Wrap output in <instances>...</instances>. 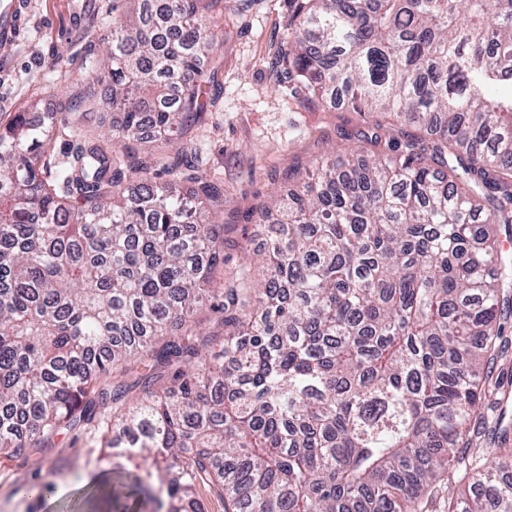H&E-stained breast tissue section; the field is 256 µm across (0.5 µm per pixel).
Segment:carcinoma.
Instances as JSON below:
<instances>
[{
	"mask_svg": "<svg viewBox=\"0 0 512 512\" xmlns=\"http://www.w3.org/2000/svg\"><path fill=\"white\" fill-rule=\"evenodd\" d=\"M148 2L112 0L64 160L52 125L0 123V453L92 427L98 463L152 459L112 484L115 512L153 482L167 512H203V475L226 512H426L445 476L467 488L445 512H512V448L470 438L506 398L477 365L512 314V0H288L277 81L373 117L376 151L319 155L252 208L277 215L259 288L246 261L215 271L224 224L202 204L224 212V192L197 157L126 148L185 135L216 99L201 62L224 0ZM105 107L123 119L97 137ZM206 306L216 353L195 339Z\"/></svg>",
	"mask_w": 512,
	"mask_h": 512,
	"instance_id": "1",
	"label": "carcinoma"
}]
</instances>
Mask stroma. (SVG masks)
Here are the masks:
<instances>
[{"mask_svg":"<svg viewBox=\"0 0 512 512\" xmlns=\"http://www.w3.org/2000/svg\"><path fill=\"white\" fill-rule=\"evenodd\" d=\"M31 18L20 43L0 51V118L31 106L37 122L61 113L71 93L70 73L102 30L94 22L111 18L112 0H30ZM288 28L287 0H224L218 28L223 38L215 64L222 86L219 103L186 139L163 146L175 155L183 143L196 146L204 172L224 188V272L232 274L246 249L262 247L270 225L254 224L246 212L284 188V174L305 172L317 155L359 148L346 132L365 129L357 113L327 112L291 96L273 79V50ZM56 89L46 94L45 80ZM100 439L94 431L68 430L52 448L25 456L0 455V512H61L64 497L98 471ZM54 485L56 496L39 501L32 485Z\"/></svg>","mask_w":512,"mask_h":512,"instance_id":"1","label":"stroma"}]
</instances>
